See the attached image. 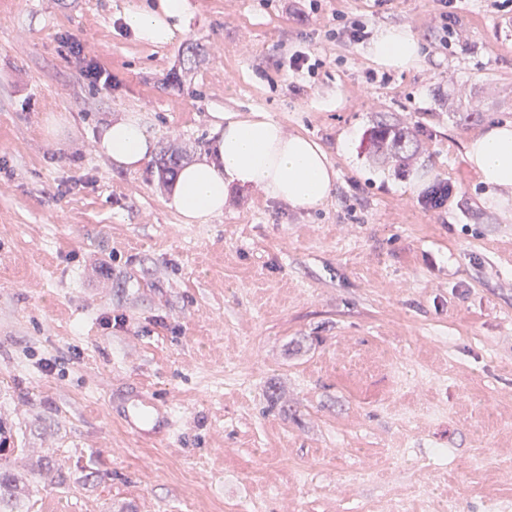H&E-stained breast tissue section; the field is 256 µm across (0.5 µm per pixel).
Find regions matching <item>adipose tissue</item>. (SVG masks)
Listing matches in <instances>:
<instances>
[{
	"label": "adipose tissue",
	"mask_w": 512,
	"mask_h": 512,
	"mask_svg": "<svg viewBox=\"0 0 512 512\" xmlns=\"http://www.w3.org/2000/svg\"><path fill=\"white\" fill-rule=\"evenodd\" d=\"M192 13L189 0H130L125 29L140 43L163 47L183 38ZM381 66L404 71L422 58L418 37L405 26L381 29L368 50ZM215 153L183 167L164 206L186 224H208L224 213L233 189L262 192L294 208L315 209L329 198L337 172L325 149L311 137L288 132L262 112L242 118L212 115ZM156 139L134 112L104 124L96 150L116 169L138 171L155 151ZM468 162L491 188L490 203L504 207L512 191V122L491 125L466 144Z\"/></svg>",
	"instance_id": "ef3b65f1"
}]
</instances>
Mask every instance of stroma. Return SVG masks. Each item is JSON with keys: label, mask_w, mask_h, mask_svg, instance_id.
Wrapping results in <instances>:
<instances>
[{"label": "stroma", "mask_w": 512, "mask_h": 512, "mask_svg": "<svg viewBox=\"0 0 512 512\" xmlns=\"http://www.w3.org/2000/svg\"><path fill=\"white\" fill-rule=\"evenodd\" d=\"M128 2L0 0V470L28 512H512V207L465 158L512 121V0H459L444 49L436 0H189L164 47L124 31ZM338 12L409 27L420 66L330 38ZM289 49L324 65L284 75ZM254 111L325 148L322 208L237 190L184 224L156 159L96 150L137 112L192 162L212 113ZM382 118L414 132L409 169L368 154ZM440 180L456 192L426 210ZM126 381L170 401L166 443L110 419ZM62 46L67 50L70 57L74 58L79 64H84L81 67L82 74L92 84L101 85L104 88L112 86V76L92 60L87 61L85 47L81 40L71 36L64 37L62 38Z\"/></svg>", "instance_id": "35a3bbf8"}]
</instances>
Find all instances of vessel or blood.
<instances>
[{
  "instance_id": "1",
  "label": "vessel or blood",
  "mask_w": 512,
  "mask_h": 512,
  "mask_svg": "<svg viewBox=\"0 0 512 512\" xmlns=\"http://www.w3.org/2000/svg\"><path fill=\"white\" fill-rule=\"evenodd\" d=\"M109 413L128 434L145 442L165 439L175 426L168 403L153 391L136 386L115 393Z\"/></svg>"
}]
</instances>
